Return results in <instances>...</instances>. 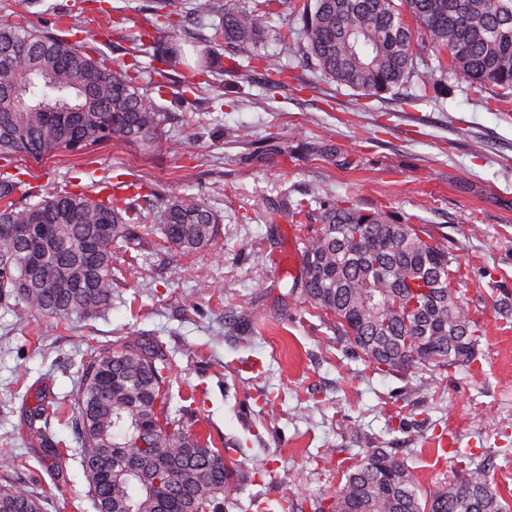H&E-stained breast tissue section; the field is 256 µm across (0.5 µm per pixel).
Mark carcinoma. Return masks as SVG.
<instances>
[{
    "instance_id": "carcinoma-1",
    "label": "carcinoma",
    "mask_w": 512,
    "mask_h": 512,
    "mask_svg": "<svg viewBox=\"0 0 512 512\" xmlns=\"http://www.w3.org/2000/svg\"><path fill=\"white\" fill-rule=\"evenodd\" d=\"M199 21L220 18L224 44L236 53L261 50L264 15L233 0H190ZM410 16L416 24L404 21ZM428 50L448 55V71L419 70L414 29ZM306 60L339 85L377 95L416 78L444 86L448 74L512 91V0H309L300 17ZM88 34L72 43L22 23H0V155L40 160L79 154L112 140L151 148L164 114L140 91L133 68L108 64ZM154 86L182 65L161 52ZM23 112L14 111L18 99ZM19 180L0 177L1 224H51L40 262L28 244L0 236V302L60 322L92 321L112 310L118 256L138 252L153 233L142 224L141 186L127 203L59 187L36 201L13 202ZM318 228L302 242L306 300L335 319L342 336L384 374L441 371L476 361L478 310L465 300L461 266L448 247L419 224H395L380 213L325 203ZM163 241L190 253L216 241L219 218L194 196H173L163 211ZM423 282L428 292L411 284ZM173 364L156 343L126 341L97 349L78 366L73 405L79 454L96 512H224L249 479L224 462L210 439L191 434L189 406L175 408ZM50 403L40 397L27 434L59 456L50 432ZM344 483L322 496L315 512H507L485 466L436 487L422 499L408 465L385 448H366L343 470ZM0 512H43L29 487L0 477Z\"/></svg>"
}]
</instances>
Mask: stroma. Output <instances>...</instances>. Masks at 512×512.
<instances>
[{
    "label": "stroma",
    "instance_id": "35a3bbf8",
    "mask_svg": "<svg viewBox=\"0 0 512 512\" xmlns=\"http://www.w3.org/2000/svg\"><path fill=\"white\" fill-rule=\"evenodd\" d=\"M188 9L170 0L160 17L157 0H0V21L72 41L89 30L106 58L138 62L146 97L167 114L148 150L113 141L39 161L1 156L0 172L20 180L15 203L40 186L93 196L121 179L150 194L146 224L185 194L221 218L214 245L197 252L147 246L142 274L120 286L106 318L61 324L0 304V474L28 484L43 512H94L72 423L52 422L64 445L53 458L24 442L27 411L41 392L72 404L87 337L106 347L137 338L163 345L175 389L199 401L193 433L243 470L266 469L224 512H249L255 495L313 512L343 484L339 461L362 448L406 461L423 496L483 461L512 502V93L452 77L444 89L414 81L364 96L306 61L295 17L277 0L262 6L265 62L229 60L215 25L186 20ZM173 40L188 65L206 51L220 72L187 65L155 93L156 48ZM274 78L281 87L270 88ZM317 198L422 225L447 245L483 293L472 365L382 374L338 340L294 288L318 213L293 208ZM201 279L217 289L197 292ZM439 438L447 451L435 449ZM325 448L327 463L316 457Z\"/></svg>",
    "mask_w": 512,
    "mask_h": 512
}]
</instances>
